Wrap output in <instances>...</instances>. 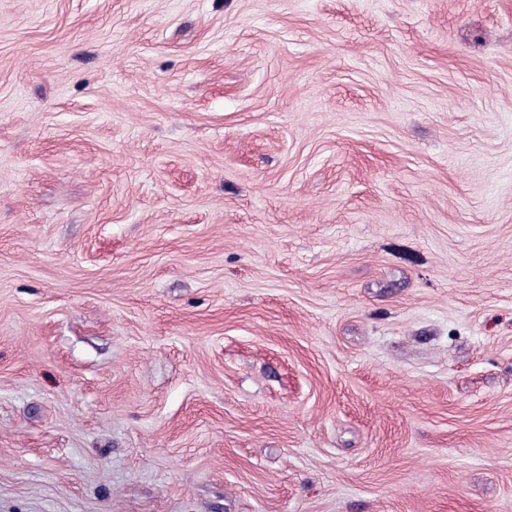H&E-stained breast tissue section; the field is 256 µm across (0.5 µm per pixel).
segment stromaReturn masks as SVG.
<instances>
[{
	"label": "stroma",
	"instance_id": "obj_1",
	"mask_svg": "<svg viewBox=\"0 0 512 512\" xmlns=\"http://www.w3.org/2000/svg\"><path fill=\"white\" fill-rule=\"evenodd\" d=\"M0 512H512V0H0Z\"/></svg>",
	"mask_w": 512,
	"mask_h": 512
}]
</instances>
